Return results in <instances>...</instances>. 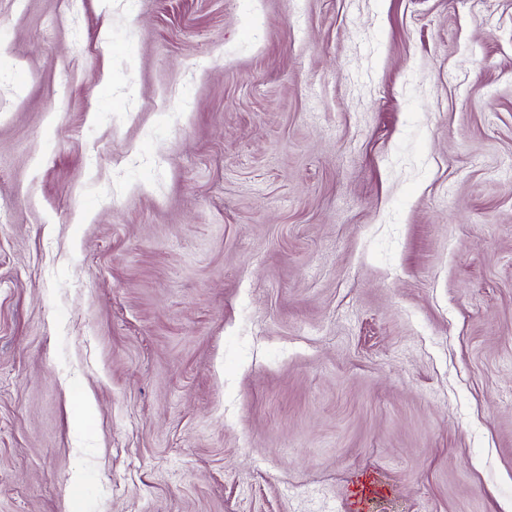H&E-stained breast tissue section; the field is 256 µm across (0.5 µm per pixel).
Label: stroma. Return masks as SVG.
I'll return each instance as SVG.
<instances>
[{
  "label": "stroma",
  "instance_id": "stroma-1",
  "mask_svg": "<svg viewBox=\"0 0 512 512\" xmlns=\"http://www.w3.org/2000/svg\"><path fill=\"white\" fill-rule=\"evenodd\" d=\"M0 512H512V0H0Z\"/></svg>",
  "mask_w": 512,
  "mask_h": 512
}]
</instances>
